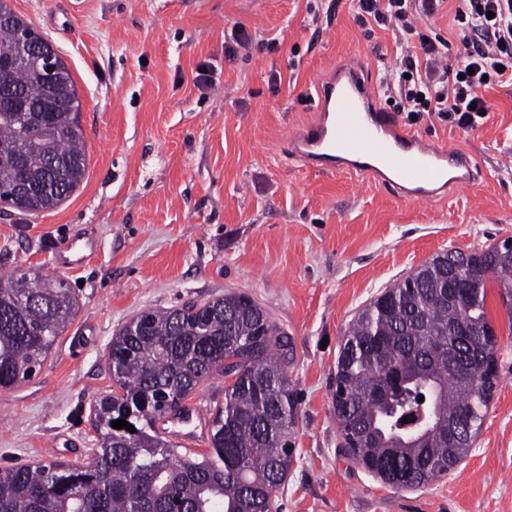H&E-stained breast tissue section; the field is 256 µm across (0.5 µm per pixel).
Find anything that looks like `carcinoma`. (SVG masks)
Here are the masks:
<instances>
[{"instance_id": "carcinoma-1", "label": "carcinoma", "mask_w": 512, "mask_h": 512, "mask_svg": "<svg viewBox=\"0 0 512 512\" xmlns=\"http://www.w3.org/2000/svg\"><path fill=\"white\" fill-rule=\"evenodd\" d=\"M0 52L31 28L0 0ZM6 91L29 112H0V187L19 189L14 209L58 206L83 181L87 155L80 101L64 64L54 75L28 56ZM20 158L23 166L8 160ZM461 269L462 289L448 273ZM494 283L512 322V246L441 253L353 319L336 363L334 409L343 448L371 474L397 471L408 490L448 475V457L470 453L499 385L496 332L487 311ZM68 283L24 269L0 274V389L28 380L77 311ZM288 346L253 299L226 294L199 306L148 310L112 337L107 364L122 394L95 407L90 462L0 467V512H272L288 475L296 400L281 356ZM234 377L211 419L213 452L190 457L156 422L183 411L205 381ZM424 401H419V398ZM425 412L417 433L402 422ZM469 413L472 435L448 447V417ZM123 419L135 428L112 427Z\"/></svg>"}]
</instances>
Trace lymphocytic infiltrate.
I'll use <instances>...</instances> for the list:
<instances>
[{
  "label": "lymphocytic infiltrate",
  "instance_id": "f902f5d3",
  "mask_svg": "<svg viewBox=\"0 0 512 512\" xmlns=\"http://www.w3.org/2000/svg\"><path fill=\"white\" fill-rule=\"evenodd\" d=\"M444 1L357 0V20L394 37L396 66L379 76L380 95L393 110L419 118L432 113L468 131L493 109L481 95L485 84H512V0H448L451 40L421 29ZM413 38L415 53L407 47ZM455 40L462 50L454 55Z\"/></svg>",
  "mask_w": 512,
  "mask_h": 512
}]
</instances>
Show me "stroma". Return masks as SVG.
Listing matches in <instances>:
<instances>
[{
    "instance_id": "35a3bbf8",
    "label": "stroma",
    "mask_w": 512,
    "mask_h": 512,
    "mask_svg": "<svg viewBox=\"0 0 512 512\" xmlns=\"http://www.w3.org/2000/svg\"><path fill=\"white\" fill-rule=\"evenodd\" d=\"M55 43L76 84L88 165L58 207L0 216V272L65 279L73 321L41 371L0 390V465L82 463L96 448L91 410L111 394L113 334L148 309L254 298L286 334L297 394L296 459L278 512H512V320L497 288L500 383L470 454L440 481L397 491L340 446L333 378L350 321L384 288L437 254L512 238V85L476 129L437 118L411 126L460 147L477 178L425 204L351 173L304 170L290 133L314 113L339 63L377 77L394 67L387 31L365 34L354 0H9ZM243 26L249 50L228 55ZM215 85L198 89L200 65ZM80 233L97 247L60 271L55 254Z\"/></svg>"
}]
</instances>
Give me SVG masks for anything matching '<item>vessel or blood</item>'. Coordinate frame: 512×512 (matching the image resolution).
Instances as JSON below:
<instances>
[{
  "mask_svg": "<svg viewBox=\"0 0 512 512\" xmlns=\"http://www.w3.org/2000/svg\"><path fill=\"white\" fill-rule=\"evenodd\" d=\"M314 119L289 141V152L315 171H352L392 185L404 200H434L448 188L465 189L476 180L467 152L436 146L403 129L377 103L361 72L337 65L317 87ZM75 240L54 256L60 269H71L90 248Z\"/></svg>",
  "mask_w": 512,
  "mask_h": 512,
  "instance_id": "vessel-or-blood-1",
  "label": "vessel or blood"
}]
</instances>
